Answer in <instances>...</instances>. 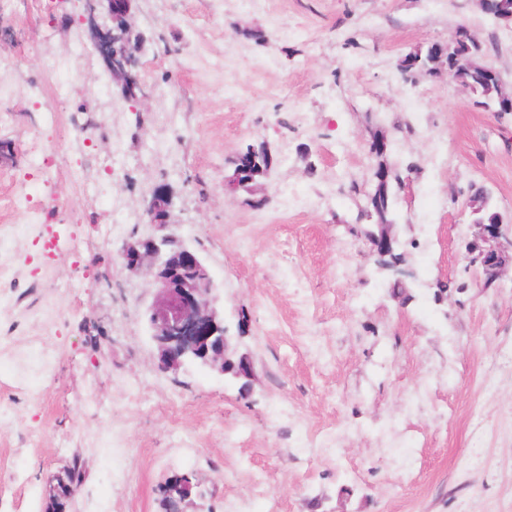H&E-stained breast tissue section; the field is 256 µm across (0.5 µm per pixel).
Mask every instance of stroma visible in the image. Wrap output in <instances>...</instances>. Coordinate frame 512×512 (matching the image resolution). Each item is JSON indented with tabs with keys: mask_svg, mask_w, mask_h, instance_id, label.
<instances>
[{
	"mask_svg": "<svg viewBox=\"0 0 512 512\" xmlns=\"http://www.w3.org/2000/svg\"><path fill=\"white\" fill-rule=\"evenodd\" d=\"M78 11H0L17 63L0 128L15 156L0 163V512H53L54 479L74 465L66 512H163L177 472L202 491L184 512H512V265L481 287L464 207L483 187L512 221V114L398 69L463 25L496 40L512 91V28L473 0H138L156 91L111 114L122 95L101 61L80 75L58 120L81 125L88 151L57 139L50 188L65 206L30 224L14 199L37 179V103L57 84L44 63L82 35ZM378 134L402 177L405 302L360 217ZM259 144L274 166L247 191L228 161ZM157 183L174 195L163 227L141 218ZM70 222L81 253L45 257L49 228ZM150 236L201 257L226 327L246 318L232 344L253 362L249 391L210 368H161L143 319L153 277L115 260ZM21 357L48 358L50 374H20Z\"/></svg>",
	"mask_w": 512,
	"mask_h": 512,
	"instance_id": "1",
	"label": "stroma"
}]
</instances>
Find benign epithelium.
I'll use <instances>...</instances> for the list:
<instances>
[{"instance_id": "obj_1", "label": "benign epithelium", "mask_w": 512, "mask_h": 512, "mask_svg": "<svg viewBox=\"0 0 512 512\" xmlns=\"http://www.w3.org/2000/svg\"><path fill=\"white\" fill-rule=\"evenodd\" d=\"M82 22L88 39L112 77V85L127 97L140 103L148 97L140 73L126 62L117 48L115 25L133 22L138 0H82ZM432 58L448 56L463 67L479 66L487 81L503 87L498 69L478 59L479 42L460 27L445 45L429 47ZM234 166L231 181L248 184L254 181V158L242 153L231 160ZM171 194L164 184L153 186L143 201V214L148 224H168ZM477 234L466 245L468 266L480 270L483 284L491 286L502 277L506 264H512V224L495 212L489 220L475 223ZM372 255L383 257L393 253L399 242L388 224L378 225L370 234ZM121 267L150 270L157 295L147 309V321L157 343L158 357L165 369L177 370L196 362L220 372L230 367L237 378L250 381L254 368L249 358L233 359L229 355V336L224 327V315L211 297L213 280L208 267L197 253L173 247L167 237L146 238L122 245L117 252ZM168 486L186 498L194 487L193 474L185 472L170 478Z\"/></svg>"}]
</instances>
